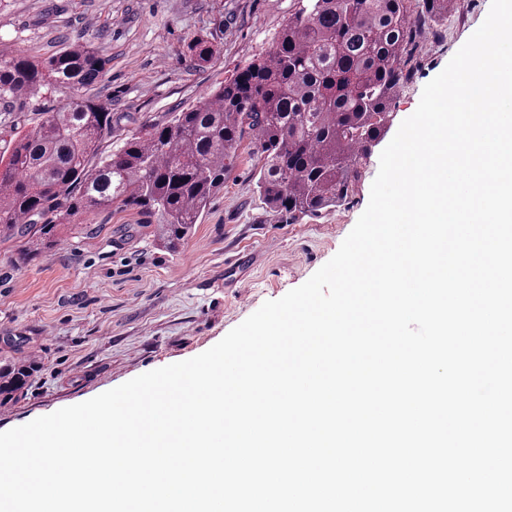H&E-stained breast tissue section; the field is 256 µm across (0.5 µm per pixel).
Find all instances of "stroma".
<instances>
[{"mask_svg": "<svg viewBox=\"0 0 512 512\" xmlns=\"http://www.w3.org/2000/svg\"><path fill=\"white\" fill-rule=\"evenodd\" d=\"M295 0H0V50L46 57L78 39L111 57L90 90L112 110L105 152L144 124L210 90L265 52ZM491 0H455L447 19L419 29L408 77L391 105L394 124L417 108L424 86L482 24ZM221 52L196 66L200 35ZM66 95L40 89L0 111V130L33 127ZM251 136L200 224L177 251L164 249L147 216L115 208L57 227L50 252L19 263L22 238L0 234V360H33L31 384L0 403V432L91 399L143 373L193 358L265 301L307 281L338 251L366 209L381 147L353 195L321 216L277 221L256 191Z\"/></svg>", "mask_w": 512, "mask_h": 512, "instance_id": "35a3bbf8", "label": "stroma"}]
</instances>
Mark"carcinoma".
Wrapping results in <instances>:
<instances>
[{"label": "carcinoma", "mask_w": 512, "mask_h": 512, "mask_svg": "<svg viewBox=\"0 0 512 512\" xmlns=\"http://www.w3.org/2000/svg\"><path fill=\"white\" fill-rule=\"evenodd\" d=\"M454 2L297 0L260 58L108 155L112 112L84 94L108 72V56L80 40L48 57L0 51L1 102L41 87L69 96L35 128L0 137V232L26 239L39 256L57 225L115 206L155 219L160 240L175 248L224 188L248 133L269 212L292 223L320 216L348 199L388 132L418 25L446 18ZM192 51L199 66L217 54L207 38ZM34 371L26 361L1 366L0 397L25 388Z\"/></svg>", "instance_id": "obj_1"}]
</instances>
